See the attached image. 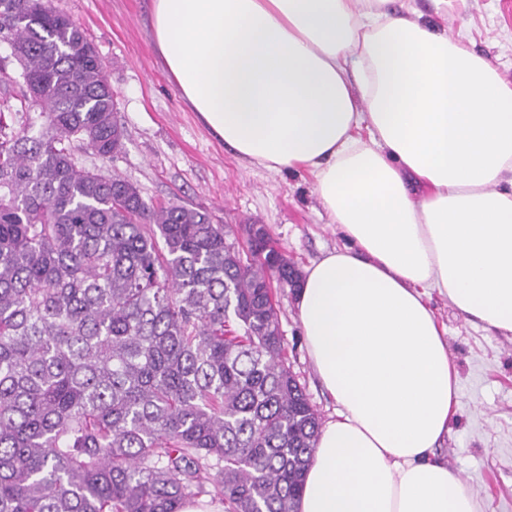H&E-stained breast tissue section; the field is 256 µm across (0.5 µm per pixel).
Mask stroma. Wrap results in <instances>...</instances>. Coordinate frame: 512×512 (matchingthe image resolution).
Masks as SVG:
<instances>
[{
  "label": "stroma",
  "mask_w": 512,
  "mask_h": 512,
  "mask_svg": "<svg viewBox=\"0 0 512 512\" xmlns=\"http://www.w3.org/2000/svg\"><path fill=\"white\" fill-rule=\"evenodd\" d=\"M93 41L108 66L123 146L107 173L136 184L153 202L182 200L208 210L225 230L266 225L299 269L346 240L308 175L248 168L199 120L168 80L152 36V0H51ZM437 27L463 35L512 82V0H397ZM279 322L292 371L321 421L336 405L308 359L292 289L278 291ZM430 304L459 373L458 407L438 458L477 496L482 512H512V335L467 320L440 293Z\"/></svg>",
  "instance_id": "35a3bbf8"
}]
</instances>
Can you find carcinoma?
I'll list each match as a JSON object with an SVG mask.
<instances>
[{
  "label": "carcinoma",
  "instance_id": "cac0c4a2",
  "mask_svg": "<svg viewBox=\"0 0 512 512\" xmlns=\"http://www.w3.org/2000/svg\"><path fill=\"white\" fill-rule=\"evenodd\" d=\"M0 512H296L320 417L288 366L266 226L87 165L124 138L105 64L49 0H0Z\"/></svg>",
  "mask_w": 512,
  "mask_h": 512
}]
</instances>
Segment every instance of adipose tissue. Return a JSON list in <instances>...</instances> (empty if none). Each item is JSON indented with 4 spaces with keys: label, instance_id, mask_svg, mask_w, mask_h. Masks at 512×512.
Returning a JSON list of instances; mask_svg holds the SVG:
<instances>
[{
    "label": "adipose tissue",
    "instance_id": "adipose-tissue-1",
    "mask_svg": "<svg viewBox=\"0 0 512 512\" xmlns=\"http://www.w3.org/2000/svg\"><path fill=\"white\" fill-rule=\"evenodd\" d=\"M393 0H153L167 77L246 165L307 173L348 244L296 308L336 402L297 512H481L435 456L458 371L429 304L512 334V84Z\"/></svg>",
    "mask_w": 512,
    "mask_h": 512
}]
</instances>
